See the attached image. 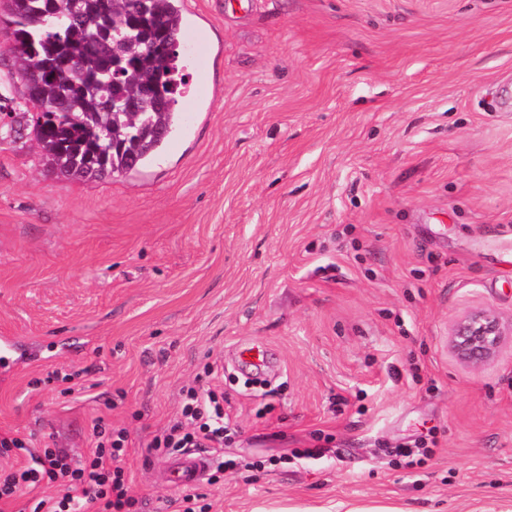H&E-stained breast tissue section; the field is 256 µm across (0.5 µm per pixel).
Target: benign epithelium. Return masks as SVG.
I'll list each match as a JSON object with an SVG mask.
<instances>
[{
	"label": "benign epithelium",
	"instance_id": "7a95c632",
	"mask_svg": "<svg viewBox=\"0 0 512 512\" xmlns=\"http://www.w3.org/2000/svg\"><path fill=\"white\" fill-rule=\"evenodd\" d=\"M509 336L512 337V320H504L492 309H478L453 323L448 345L460 362L480 368L496 359Z\"/></svg>",
	"mask_w": 512,
	"mask_h": 512
}]
</instances>
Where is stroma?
Here are the masks:
<instances>
[{
  "mask_svg": "<svg viewBox=\"0 0 512 512\" xmlns=\"http://www.w3.org/2000/svg\"><path fill=\"white\" fill-rule=\"evenodd\" d=\"M183 9L184 122L89 182L45 170L0 23V336L44 353L0 371V435L81 460L126 428L142 512H182L149 442L194 386L250 464L205 474L210 512H512V340L448 349L512 318V0ZM295 448L326 454L270 465ZM508 336L512 338V319L505 321L492 309H478L453 323L448 345L460 362L480 368L496 359Z\"/></svg>",
  "mask_w": 512,
  "mask_h": 512,
  "instance_id": "stroma-1",
  "label": "stroma"
}]
</instances>
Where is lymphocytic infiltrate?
I'll return each mask as SVG.
<instances>
[{
    "instance_id": "obj_1",
    "label": "lymphocytic infiltrate",
    "mask_w": 512,
    "mask_h": 512,
    "mask_svg": "<svg viewBox=\"0 0 512 512\" xmlns=\"http://www.w3.org/2000/svg\"><path fill=\"white\" fill-rule=\"evenodd\" d=\"M92 450L81 463H73L63 448H47L23 469L0 474V500H11L22 489L49 483L62 494L40 500L33 512H131L136 500L126 479V429H94ZM224 445V410L212 391L187 389L182 395L180 418L154 436L155 448L180 450L202 445Z\"/></svg>"
}]
</instances>
